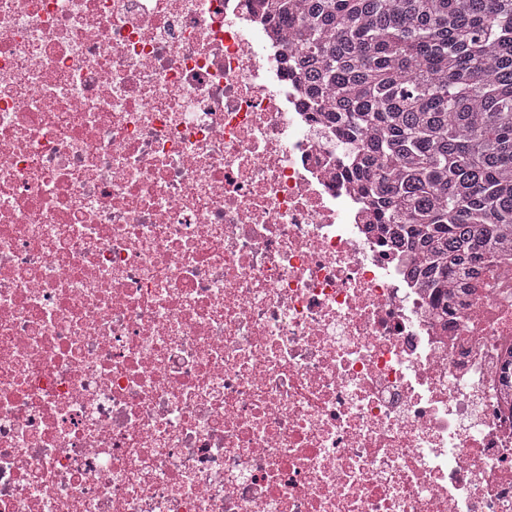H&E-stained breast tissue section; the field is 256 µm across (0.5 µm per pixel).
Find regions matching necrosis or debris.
<instances>
[{"mask_svg": "<svg viewBox=\"0 0 512 512\" xmlns=\"http://www.w3.org/2000/svg\"><path fill=\"white\" fill-rule=\"evenodd\" d=\"M251 0H0V512H512V274L440 318Z\"/></svg>", "mask_w": 512, "mask_h": 512, "instance_id": "1", "label": "necrosis or debris"}]
</instances>
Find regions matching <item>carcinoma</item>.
Listing matches in <instances>:
<instances>
[{
	"instance_id": "cac0c4a2",
	"label": "carcinoma",
	"mask_w": 512,
	"mask_h": 512,
	"mask_svg": "<svg viewBox=\"0 0 512 512\" xmlns=\"http://www.w3.org/2000/svg\"><path fill=\"white\" fill-rule=\"evenodd\" d=\"M263 3L311 106L345 130L386 247L416 253L448 309L474 263L512 254V0Z\"/></svg>"
}]
</instances>
